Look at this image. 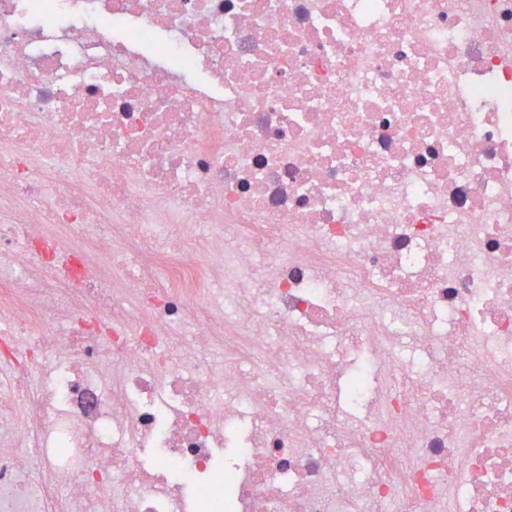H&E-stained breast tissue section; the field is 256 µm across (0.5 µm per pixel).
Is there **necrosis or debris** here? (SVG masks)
<instances>
[{"instance_id":"obj_1","label":"necrosis or debris","mask_w":512,"mask_h":512,"mask_svg":"<svg viewBox=\"0 0 512 512\" xmlns=\"http://www.w3.org/2000/svg\"><path fill=\"white\" fill-rule=\"evenodd\" d=\"M0 367V512H512V0H0Z\"/></svg>"}]
</instances>
